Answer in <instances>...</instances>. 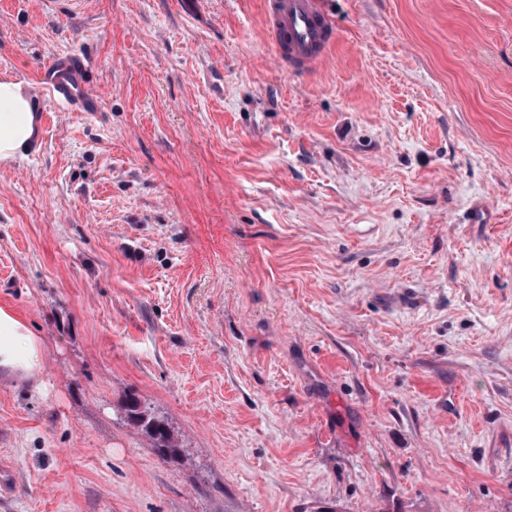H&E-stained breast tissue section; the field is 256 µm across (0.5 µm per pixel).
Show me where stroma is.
I'll return each instance as SVG.
<instances>
[{
	"mask_svg": "<svg viewBox=\"0 0 512 512\" xmlns=\"http://www.w3.org/2000/svg\"><path fill=\"white\" fill-rule=\"evenodd\" d=\"M324 2L294 75L263 0H0V512H512V0ZM48 85L54 97L68 106H73L80 100L92 98L79 83L65 74L55 75V71L49 78ZM41 114L35 94L25 81L0 80V164L27 156L39 138ZM45 345L41 336L30 330L23 315L0 306V377L29 383L34 392L44 388ZM125 407L128 417L152 439L153 449L158 455L166 457L176 454L173 437L163 420L141 410L140 403L135 398L128 399Z\"/></svg>",
	"mask_w": 512,
	"mask_h": 512,
	"instance_id": "obj_1",
	"label": "stroma"
}]
</instances>
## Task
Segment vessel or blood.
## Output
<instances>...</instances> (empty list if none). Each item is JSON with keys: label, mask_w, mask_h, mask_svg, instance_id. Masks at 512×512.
Returning <instances> with one entry per match:
<instances>
[{"label": "vessel or blood", "mask_w": 512, "mask_h": 512, "mask_svg": "<svg viewBox=\"0 0 512 512\" xmlns=\"http://www.w3.org/2000/svg\"><path fill=\"white\" fill-rule=\"evenodd\" d=\"M264 19L280 66L292 71L314 67L334 42L324 0H265ZM48 85L55 98L70 106L89 97L64 74L51 75Z\"/></svg>", "instance_id": "1"}]
</instances>
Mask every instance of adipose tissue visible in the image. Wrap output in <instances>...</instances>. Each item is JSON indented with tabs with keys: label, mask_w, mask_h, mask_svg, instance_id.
<instances>
[{
	"label": "adipose tissue",
	"mask_w": 512,
	"mask_h": 512,
	"mask_svg": "<svg viewBox=\"0 0 512 512\" xmlns=\"http://www.w3.org/2000/svg\"><path fill=\"white\" fill-rule=\"evenodd\" d=\"M41 114L28 83L0 80V164L7 165L27 156L39 138ZM45 345L30 330L23 315L0 306V376L30 384L42 392Z\"/></svg>",
	"instance_id": "1"
}]
</instances>
